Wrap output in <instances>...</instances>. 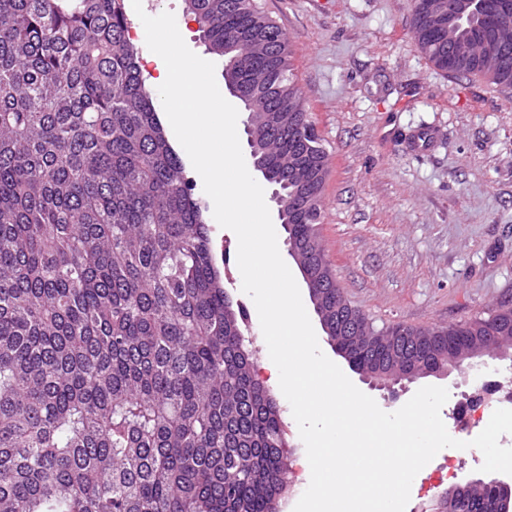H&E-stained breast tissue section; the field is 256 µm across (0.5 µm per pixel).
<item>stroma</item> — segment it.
Here are the masks:
<instances>
[{
    "label": "stroma",
    "mask_w": 512,
    "mask_h": 512,
    "mask_svg": "<svg viewBox=\"0 0 512 512\" xmlns=\"http://www.w3.org/2000/svg\"><path fill=\"white\" fill-rule=\"evenodd\" d=\"M282 29L293 78L328 156L319 237L345 299L374 328L395 323L445 328L512 305V93L485 76L457 78L436 68L410 33L411 0H253ZM151 16L172 12L187 46L208 52L185 0H142ZM433 126L432 150H412L414 131ZM203 218L222 283L248 329L253 372L267 382L269 359L256 307L242 292L237 238L212 207ZM512 376V359L485 355L448 374H426L390 393L347 376L387 412L425 385L448 389L440 414L449 434L469 441L477 429L453 413L476 393L478 374ZM418 473L406 512H427L449 483L480 479L475 463L452 482Z\"/></svg>",
    "instance_id": "35a3bbf8"
}]
</instances>
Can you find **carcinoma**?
<instances>
[{
  "mask_svg": "<svg viewBox=\"0 0 512 512\" xmlns=\"http://www.w3.org/2000/svg\"><path fill=\"white\" fill-rule=\"evenodd\" d=\"M229 66L295 121L265 131L267 180L283 197L325 166L290 50L251 0H188ZM445 0H413L412 37L440 70L512 90V28L425 22ZM443 32L445 43L435 35ZM468 46L464 64L448 43ZM146 89L124 0H0V512H270L288 480L276 400L214 262L200 202ZM305 243L315 223L285 224ZM314 296L327 340L357 370L423 372L491 339L512 308L455 336L373 329L322 258ZM357 326L336 333V318ZM495 479L455 490L443 512H497Z\"/></svg>",
  "mask_w": 512,
  "mask_h": 512,
  "instance_id": "cac0c4a2",
  "label": "carcinoma"
}]
</instances>
